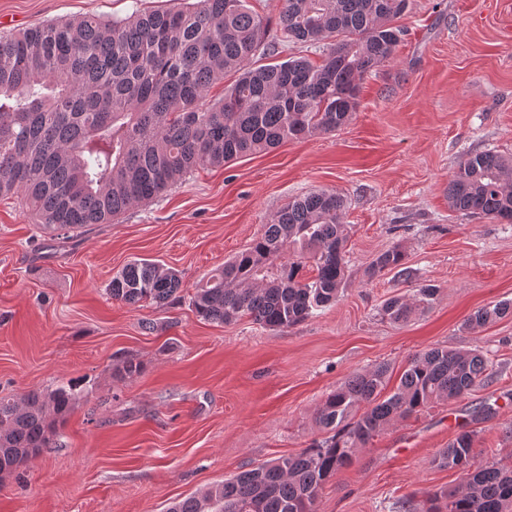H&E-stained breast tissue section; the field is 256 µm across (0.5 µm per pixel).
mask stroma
<instances>
[{
  "mask_svg": "<svg viewBox=\"0 0 512 512\" xmlns=\"http://www.w3.org/2000/svg\"><path fill=\"white\" fill-rule=\"evenodd\" d=\"M179 0H0V35L86 14L123 17ZM393 60L364 79L336 132L201 167L114 223L62 238L37 228L22 196L0 200V397L60 384L81 396L45 449L0 474V512H166L241 471L294 455L324 432L316 411L349 375L401 371L431 347L480 350L492 376L463 397L392 421L324 488L317 512H401L454 488L435 457L460 430L476 461L512 467V224L448 206L466 155L512 158V0H411ZM345 199L339 300L285 331L198 317L190 298L247 249L290 200ZM401 245L415 279L372 278L373 256ZM179 270L180 302L133 308L106 287L129 261ZM438 286L408 322L379 313L416 283ZM140 374L125 377L127 359ZM509 313H512L511 302L497 303L492 306L480 308L474 312V314L470 317L469 322L470 324L481 326L498 318L504 317Z\"/></svg>",
  "mask_w": 512,
  "mask_h": 512,
  "instance_id": "35a3bbf8",
  "label": "stroma"
}]
</instances>
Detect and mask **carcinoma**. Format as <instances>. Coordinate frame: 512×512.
Here are the masks:
<instances>
[{"mask_svg":"<svg viewBox=\"0 0 512 512\" xmlns=\"http://www.w3.org/2000/svg\"><path fill=\"white\" fill-rule=\"evenodd\" d=\"M279 35L248 0H184L177 9L135 10L124 18L85 15L0 36V198L21 195L40 228L58 235L110 224L163 194L202 166H217L282 143L332 133L356 112L364 76L394 59L403 35L395 25L409 0H278ZM320 45L306 56L260 63L275 41ZM231 74L224 97L210 88ZM454 210L512 223V160L481 151L463 159L448 183ZM343 196L321 190L277 211L263 232L224 262L191 297L199 317H242L285 331L335 303L345 277ZM395 245L369 264L373 275L414 271ZM311 268L312 276L303 274ZM178 271L133 260L107 292L134 307L179 297ZM388 299L382 314L404 322L436 294ZM512 303L483 307L469 322L485 325ZM389 367L350 375L328 394L316 420L327 436L290 456L235 474L168 512H316L325 485L352 465L395 419L450 402L489 376L485 356L431 347L411 358L394 391ZM76 389L62 384L21 400L0 397V473L57 447ZM474 433L461 430L438 454L464 476L461 489L407 499L406 512H512V469L482 465Z\"/></svg>","mask_w":512,"mask_h":512,"instance_id":"cac0c4a2","label":"carcinoma"}]
</instances>
